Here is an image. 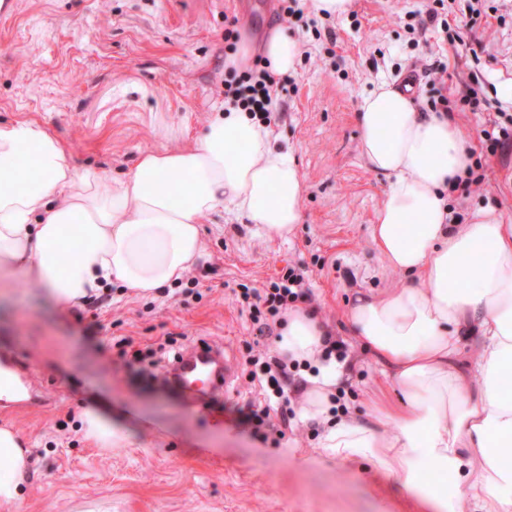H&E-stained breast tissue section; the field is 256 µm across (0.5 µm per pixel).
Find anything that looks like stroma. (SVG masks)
Returning a JSON list of instances; mask_svg holds the SVG:
<instances>
[{
    "label": "stroma",
    "instance_id": "stroma-1",
    "mask_svg": "<svg viewBox=\"0 0 512 512\" xmlns=\"http://www.w3.org/2000/svg\"><path fill=\"white\" fill-rule=\"evenodd\" d=\"M430 0H354L350 14L278 15V0H15L0 16V123L40 121L79 168L122 178L147 151L176 150L202 134L224 100L225 17L236 43L259 45L284 24L304 43L298 70L277 95L274 126L307 185L290 240L257 233L224 213L204 220L206 254L181 285L143 296L121 286L84 313L60 309L20 276L0 275V348L34 376L47 407L0 399V425L28 442L15 503L0 512H423L415 495L368 462L341 464L314 451L320 426L294 420L281 443L241 432L225 405L255 399L246 379L223 404L192 406L116 368L119 337L147 346L174 335L242 358L252 324L238 284L263 288L286 266L309 275L306 308L346 339L356 296L407 282L373 239L389 180L359 152L356 112L373 82L412 81L417 108L457 100L478 81L494 109L512 114V0H479L467 43L420 29ZM447 65L445 83L428 73ZM486 179L455 199L460 218L493 206L512 224V150L482 154ZM341 404L367 419L391 389L370 351L350 342ZM93 406L128 434L106 452L88 442L80 414Z\"/></svg>",
    "mask_w": 512,
    "mask_h": 512
}]
</instances>
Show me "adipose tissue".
Masks as SVG:
<instances>
[{
  "label": "adipose tissue",
  "instance_id": "ef3b65f1",
  "mask_svg": "<svg viewBox=\"0 0 512 512\" xmlns=\"http://www.w3.org/2000/svg\"><path fill=\"white\" fill-rule=\"evenodd\" d=\"M278 75L296 72L301 40L278 26L260 46ZM359 151L390 183L373 235L401 288L359 297L352 338L370 350L396 395L372 425L332 420L345 365L322 362V323L309 311L281 322V353L317 366L301 418L324 424L317 454L370 462L400 480L429 512H465L453 474L478 512H512V224L496 209L450 220L449 183L465 176L470 141L445 115L423 113L381 80L362 96ZM307 186L291 146L267 124L221 103L194 145L141 155L125 178L104 181L67 162L60 142L33 120L0 125V273L19 275L57 305L77 306L116 282L148 295L178 283L205 253L204 217L224 211L268 237L290 239ZM476 338L465 355L464 338ZM82 431L102 448H123V429L84 409ZM25 443L0 428V503L19 500Z\"/></svg>",
  "mask_w": 512,
  "mask_h": 512
}]
</instances>
